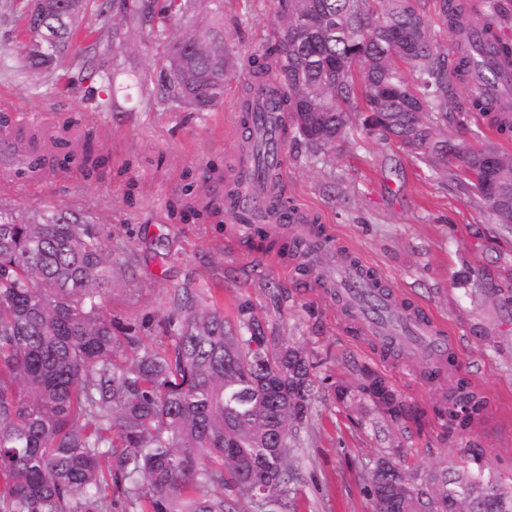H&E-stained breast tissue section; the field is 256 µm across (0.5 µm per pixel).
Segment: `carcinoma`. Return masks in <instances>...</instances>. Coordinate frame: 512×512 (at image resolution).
<instances>
[{"label": "carcinoma", "instance_id": "obj_1", "mask_svg": "<svg viewBox=\"0 0 512 512\" xmlns=\"http://www.w3.org/2000/svg\"><path fill=\"white\" fill-rule=\"evenodd\" d=\"M428 0H274L282 21L275 41L250 55L240 121L278 112L290 138L325 154L336 150L352 116L361 127L411 156L448 161L470 174L469 190L495 223L512 230V155L492 143L455 151L434 120L456 110L453 86L466 88L468 114L503 137L512 135V96L493 98L474 82L480 62L473 31L494 45L496 65L512 66V41L501 35L508 7L488 0L473 14L458 0L435 11L455 37L453 62L434 44ZM90 0H28L19 46L33 80L53 75L79 35L117 54L130 34L144 41L178 36L156 72H132L137 93L168 108L210 112L224 97L232 66L224 50V0H106L88 23ZM209 20L215 27L199 30ZM54 41L42 46L40 33ZM96 108L121 110L114 70H91ZM13 177L34 169L92 177L111 158L86 132L75 140L65 121L46 140L12 132ZM268 212L288 206L276 171ZM182 221L220 219L199 199L197 181L169 200ZM248 242L297 261L325 284L301 240L261 235ZM112 280V248L79 210L28 219L0 197V512H112L105 485L122 488L134 512H229L224 488L288 512L295 452L309 430L316 365L299 348L268 347L263 327L240 310L241 333L224 331V314L185 286L164 322L167 348L141 344L99 300ZM357 390L390 420L421 419L371 367L358 368ZM486 396L460 378L437 412L449 427L469 429ZM375 512H512V489L482 474L442 469L423 477L402 470L383 448L367 476Z\"/></svg>", "mask_w": 512, "mask_h": 512}]
</instances>
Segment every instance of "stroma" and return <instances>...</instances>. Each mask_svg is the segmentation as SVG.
<instances>
[{"label": "stroma", "instance_id": "35a3bbf8", "mask_svg": "<svg viewBox=\"0 0 512 512\" xmlns=\"http://www.w3.org/2000/svg\"><path fill=\"white\" fill-rule=\"evenodd\" d=\"M23 0H0V97L11 119L60 124L66 118L93 126L112 169L86 178L46 175L40 185L18 184L10 193L28 212L89 207L88 218L112 247L114 274L103 308L131 327L145 345L169 343L163 321L175 290L192 285L237 325L248 307L270 346L289 343L319 363L313 440L289 490V512H373L366 476L379 449H395L405 471L425 474L479 455L483 474L512 483V233L503 232L449 163L427 164L396 144L353 124L335 153L289 143L284 185L291 206L312 211L329 227L336 247L377 273L398 299L431 312L448 329L458 365L435 378L426 356L414 350L383 356L340 305L276 253L231 241L228 224L170 220L167 204L184 172L200 192L219 189L203 179L207 167L225 173L236 145L240 72L224 82L222 106L213 112L163 111L136 90L119 95L121 111L97 110L89 77L101 57L78 41L74 51L87 68L64 66L37 85L13 40ZM280 20L270 0H224V44L241 61L272 39ZM383 373L411 406L428 411L424 426L392 424L357 397L336 400L337 384L356 387V365ZM489 399L469 432L448 429L434 409L445 403L459 377Z\"/></svg>", "mask_w": 512, "mask_h": 512}]
</instances>
